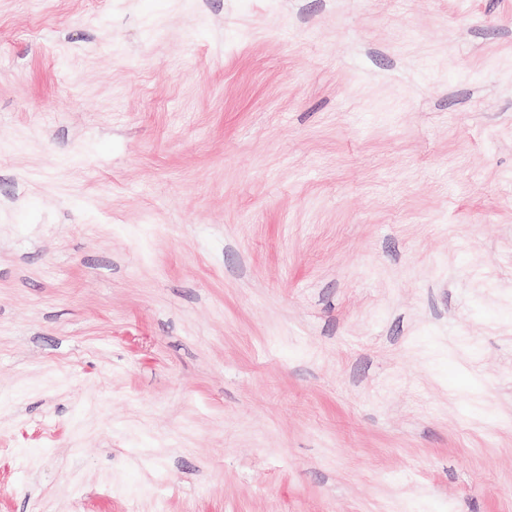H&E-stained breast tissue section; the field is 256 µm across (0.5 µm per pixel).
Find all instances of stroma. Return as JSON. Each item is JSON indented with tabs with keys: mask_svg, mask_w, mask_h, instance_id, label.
<instances>
[{
	"mask_svg": "<svg viewBox=\"0 0 512 512\" xmlns=\"http://www.w3.org/2000/svg\"><path fill=\"white\" fill-rule=\"evenodd\" d=\"M0 512H512V0H0Z\"/></svg>",
	"mask_w": 512,
	"mask_h": 512,
	"instance_id": "obj_1",
	"label": "stroma"
}]
</instances>
